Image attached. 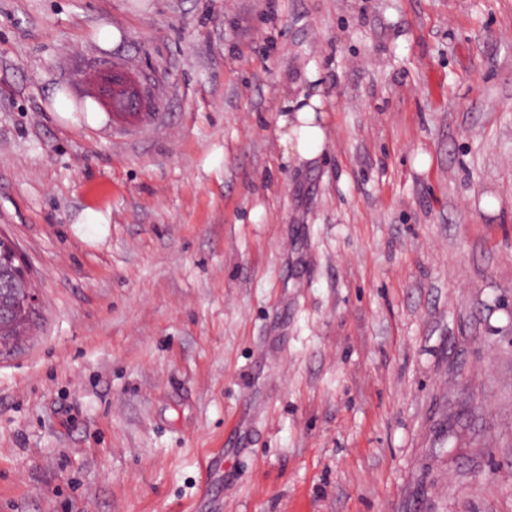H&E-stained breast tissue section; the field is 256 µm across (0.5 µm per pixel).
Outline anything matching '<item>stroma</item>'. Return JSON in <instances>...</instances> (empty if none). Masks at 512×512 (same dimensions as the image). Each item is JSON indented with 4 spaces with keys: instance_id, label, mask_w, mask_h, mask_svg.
<instances>
[{
    "instance_id": "obj_1",
    "label": "stroma",
    "mask_w": 512,
    "mask_h": 512,
    "mask_svg": "<svg viewBox=\"0 0 512 512\" xmlns=\"http://www.w3.org/2000/svg\"><path fill=\"white\" fill-rule=\"evenodd\" d=\"M0 231V512H512V0H0ZM279 126L284 129L281 143L288 157L299 161L311 160L321 152L326 139L324 99L320 93L309 98L301 95L286 101ZM4 241L6 251L0 256V277L14 281V288L0 290V345H6L19 339L17 336H5L4 330L30 323L37 305L35 288H31L30 275L16 245L0 232V242Z\"/></svg>"
}]
</instances>
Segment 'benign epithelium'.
Returning a JSON list of instances; mask_svg holds the SVG:
<instances>
[{
	"label": "benign epithelium",
	"mask_w": 512,
	"mask_h": 512,
	"mask_svg": "<svg viewBox=\"0 0 512 512\" xmlns=\"http://www.w3.org/2000/svg\"><path fill=\"white\" fill-rule=\"evenodd\" d=\"M148 95L147 87L142 83L131 85V90L123 94L121 109L124 111H137ZM7 246L6 251L0 255V277L5 276L14 281V287L4 291L0 290V345L9 344L15 336H6L4 331L30 323L37 305V295L32 288L31 278L27 276L24 260L16 245L0 232V241Z\"/></svg>",
	"instance_id": "obj_1"
}]
</instances>
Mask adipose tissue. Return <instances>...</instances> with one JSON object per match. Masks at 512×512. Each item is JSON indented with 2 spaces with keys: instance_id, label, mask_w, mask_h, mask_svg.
I'll list each match as a JSON object with an SVG mask.
<instances>
[{
  "instance_id": "obj_1",
  "label": "adipose tissue",
  "mask_w": 512,
  "mask_h": 512,
  "mask_svg": "<svg viewBox=\"0 0 512 512\" xmlns=\"http://www.w3.org/2000/svg\"><path fill=\"white\" fill-rule=\"evenodd\" d=\"M284 109L279 125L286 154L300 161L317 157L326 139L322 95L299 96L285 102Z\"/></svg>"
}]
</instances>
